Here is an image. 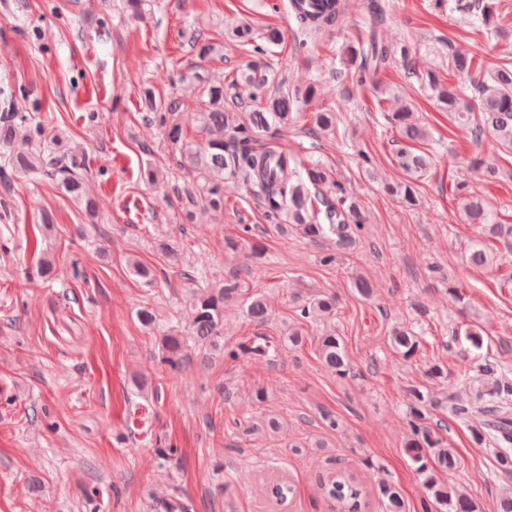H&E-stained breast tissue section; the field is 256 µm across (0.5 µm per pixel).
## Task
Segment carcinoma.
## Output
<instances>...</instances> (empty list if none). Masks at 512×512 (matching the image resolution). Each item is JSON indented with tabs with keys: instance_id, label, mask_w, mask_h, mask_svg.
I'll list each match as a JSON object with an SVG mask.
<instances>
[{
	"instance_id": "carcinoma-1",
	"label": "carcinoma",
	"mask_w": 512,
	"mask_h": 512,
	"mask_svg": "<svg viewBox=\"0 0 512 512\" xmlns=\"http://www.w3.org/2000/svg\"><path fill=\"white\" fill-rule=\"evenodd\" d=\"M344 0H292V10L301 34L312 36L341 24ZM448 8L467 14L478 28L492 37L499 33L501 18L493 0H453ZM236 41L253 45L255 59L236 72L231 81L233 89L243 88L227 96L223 84H213L204 69L189 71L187 78L203 88L200 112L201 142L185 141L183 127L178 119L180 103L169 102L162 112H150L145 121L157 125L167 141L182 150L179 165L195 172V196L189 197L191 208L186 218H196V208L221 213L224 211V183L240 181L259 196L265 216L274 230L285 233L293 228L312 241H330L338 249L354 246V229L362 225L358 203L345 187L335 180L320 164L303 167L304 173L292 168L294 158L286 152L258 147L266 134L288 130L294 121L299 104L310 100L315 90L289 92L273 90L277 71L267 54L266 46L278 45L283 33L268 29L262 36L263 44L255 43L252 29L247 24L230 26ZM192 50L200 60L224 51L203 33L195 31L189 38ZM405 65L407 78L416 79L434 93L440 107L448 112L451 120L466 129L470 140L477 146L489 139L504 151H512V61H489L471 52L448 45V71L467 83L471 94L461 97L458 89L445 85L437 72H421L412 62V47L407 43L392 47L379 36L373 27L346 45L339 58L340 71L356 84L378 73L392 59ZM15 95L0 88V148L6 151L12 172L47 176L58 190L84 207L92 215L96 210L93 199L84 196L86 156L83 150L64 144L57 134L49 135L41 124H31L28 116L14 107ZM388 106L382 108L388 125L395 128L400 138L394 141L395 160L407 179L387 187L409 207L418 204L416 177L426 172L427 159L416 153L412 146L428 138V131L420 124L415 112L398 96L384 99ZM337 115L333 111L314 113L310 135L321 138L336 130ZM456 191L461 198L463 222L475 224L488 238L512 242V224H502L488 208L481 190L466 182H459ZM497 262L483 241L472 243L468 263L487 267ZM52 263L43 258L36 269L29 273L28 283L37 285L49 278ZM187 279L200 290L190 322V338L204 346H216L224 325V302L244 297L248 316L262 325L267 321L268 306L257 292L250 293L237 280H226L220 286H209L198 273ZM336 306L332 296L321 295L299 306V317L304 322L323 320ZM305 342L301 326L288 328L277 344L268 336H259L252 345L240 346L241 353L268 357L278 351V346L298 348ZM423 338L408 328H396L390 336V346L408 361L420 351ZM162 362L174 371H180L185 362L183 351L186 342L181 336H164L161 339ZM319 357L324 365L337 376L351 374L343 340L328 335L320 339ZM475 380H491L489 389H477L468 403L448 394L436 398L424 385L407 387L408 425L410 435L404 451L422 478L427 496L437 512H478V505L469 497L441 482L440 475L456 472L461 462L454 450L443 446L441 438L433 435L424 421L434 410H451L456 415L473 412L483 417L480 428L472 430L474 440L490 442L497 447V470L512 474V382L500 378V365L495 360H484L478 365ZM322 497L336 507V512H359L366 505L368 490L360 478L348 469H336L318 478ZM269 499L282 505L294 494L290 482L281 479L265 488ZM375 497L383 504L385 512H405L399 489L387 482H380L374 489Z\"/></svg>"
}]
</instances>
